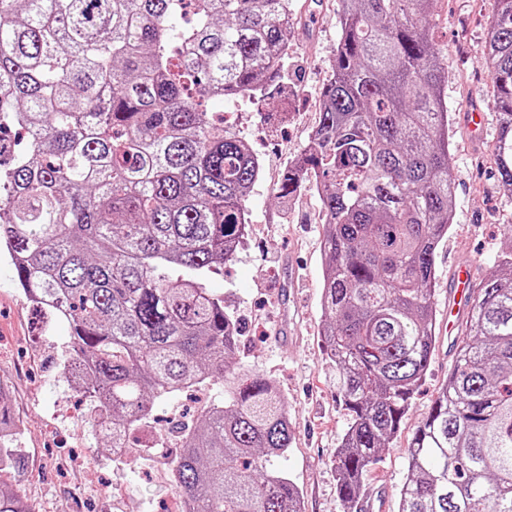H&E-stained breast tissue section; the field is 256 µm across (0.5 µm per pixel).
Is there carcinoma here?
I'll list each match as a JSON object with an SVG mask.
<instances>
[{
  "instance_id": "obj_1",
  "label": "carcinoma",
  "mask_w": 512,
  "mask_h": 512,
  "mask_svg": "<svg viewBox=\"0 0 512 512\" xmlns=\"http://www.w3.org/2000/svg\"><path fill=\"white\" fill-rule=\"evenodd\" d=\"M433 0H338L314 137L275 198L315 179L324 224L323 341L349 427L334 466L354 508L429 367L435 254L456 207ZM483 66L493 157L512 191V0H495ZM295 29L289 0H0V252L24 295L69 325L58 380L99 439L127 445L155 403L225 375L172 460L191 512H300L267 470L290 448L288 402L245 372L242 328L206 286L235 258L261 163L208 100L272 96ZM0 391V474L21 469ZM400 512H512V250L481 280L448 382L415 432ZM0 512H31L0 479Z\"/></svg>"
}]
</instances>
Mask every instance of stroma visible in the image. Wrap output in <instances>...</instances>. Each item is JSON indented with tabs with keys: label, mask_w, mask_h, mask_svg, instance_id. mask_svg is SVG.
<instances>
[{
	"label": "stroma",
	"mask_w": 512,
	"mask_h": 512,
	"mask_svg": "<svg viewBox=\"0 0 512 512\" xmlns=\"http://www.w3.org/2000/svg\"><path fill=\"white\" fill-rule=\"evenodd\" d=\"M297 27L288 49L287 99L258 103L228 100L231 128L261 159L263 169L247 197L249 226L233 261L211 275L207 286L228 297L245 326L239 352L246 367L272 379L288 400L292 444L268 467L298 486L302 512H346L337 493L334 455L350 417L342 404L338 372L323 352L320 336L323 226L314 189L288 205L273 189L288 159L308 142L319 117L322 86L332 72L338 39L336 0H291ZM495 0H434L430 25L435 48L448 63L444 98L453 119L450 153L458 173L456 210L436 250L434 311L448 303V276L457 261L477 272L492 266L512 240V199L498 189L492 148L498 131L493 87L480 63L484 33ZM484 113L477 133L465 113ZM462 327L436 323V342L426 376L400 430L382 452L360 498L375 512H399L398 491L407 478V450L438 391L448 380ZM70 341L60 322L38 330L35 310L18 288L14 270L0 257V383L12 397L20 425L18 446L25 466L9 478L33 512H162L175 497V477L162 460L119 464L104 456L93 436L88 412L77 393L55 381Z\"/></svg>",
	"instance_id": "obj_1"
}]
</instances>
